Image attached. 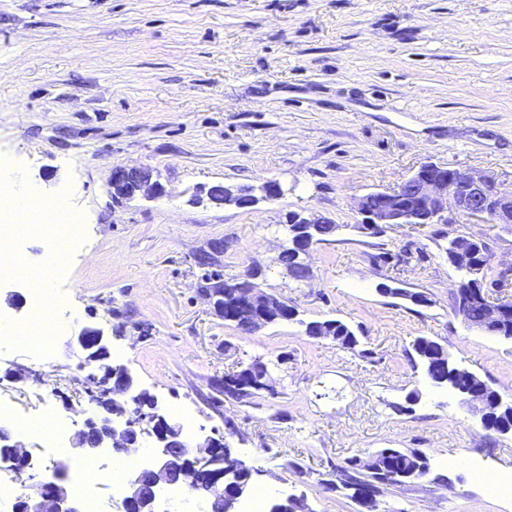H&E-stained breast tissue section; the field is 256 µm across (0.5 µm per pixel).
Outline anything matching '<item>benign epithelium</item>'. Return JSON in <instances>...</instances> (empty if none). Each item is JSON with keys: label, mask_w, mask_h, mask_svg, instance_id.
<instances>
[{"label": "benign epithelium", "mask_w": 512, "mask_h": 512, "mask_svg": "<svg viewBox=\"0 0 512 512\" xmlns=\"http://www.w3.org/2000/svg\"><path fill=\"white\" fill-rule=\"evenodd\" d=\"M113 197L126 198L142 190L156 195L163 194L158 184L149 183V174L138 169H117L112 177ZM383 203L369 206L370 194L357 201L358 213L362 216L359 229L366 234L377 230H388L395 226L412 224H459L475 220L483 224H512V191L500 188L496 177L477 169H459L441 166L432 162L421 164L418 169L397 187L377 192ZM192 201L234 205L240 209L258 203L250 188L215 186L199 190ZM325 223L297 213L289 219L286 243L294 247L302 258L310 256L318 244L314 236L316 225ZM447 251L448 263L467 274L455 284L454 299L462 307L473 295L482 296L485 304L484 319L474 322L464 314H458L461 322L491 336L503 335L498 323L512 319V298L494 296L482 287L480 274L485 265L482 238L458 234L451 237ZM224 294L234 296V307L229 321L249 333H254L272 324L281 315L297 313L284 299L272 295L258 286L248 289L232 288L219 282L206 290L208 302ZM111 336L95 325H85L72 344L84 355L88 364L103 361L102 353L108 350ZM102 382L112 383V395L125 402H138L147 393L129 369L122 364L102 365ZM248 385L238 387V392L249 394L264 391L275 394L266 368H248ZM460 405L479 423L482 429L491 427L490 409L510 408L496 392L473 390L458 395ZM96 421V426L87 425L75 431L72 447L85 456H96L109 449L124 454L132 448L151 444L152 462L134 474L128 481L122 500L124 512H141L144 501L157 504L160 491L166 486H181L191 495H196L198 486L207 489L205 500L207 512H238L240 501L248 496L251 483L248 477L253 469L238 458L222 437L206 436L201 440L183 435L181 425L174 421L152 398L150 411H140L126 417H112V410ZM3 449L0 454L16 465L26 469L32 465V456L26 446L9 434H0ZM187 457L194 467L195 479H185L179 460ZM359 503L366 512L375 509L376 493L370 485L356 490ZM13 512H81L73 492L59 484V475L49 481H38L30 492L17 498Z\"/></svg>", "instance_id": "1"}]
</instances>
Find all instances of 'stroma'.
<instances>
[{
  "mask_svg": "<svg viewBox=\"0 0 512 512\" xmlns=\"http://www.w3.org/2000/svg\"><path fill=\"white\" fill-rule=\"evenodd\" d=\"M495 174L512 189V0H0V162L19 189L64 199L84 220L59 256L46 235L0 245L49 278L63 332L44 356L16 342L33 309L25 281L0 277V402L19 420L51 408L78 429L97 412L91 373L70 345L88 323L126 333L110 345L142 388L192 436L237 433L234 452L269 498L306 512H362L339 470L384 448H417L418 481L384 487L378 512H512L482 471L512 474V437L484 431L424 375L427 336L512 401V340L466 328L453 310L451 234L483 236L491 266H512V225L430 224L357 231L359 197L423 162ZM148 169L165 189L115 202V168ZM279 181L253 208L192 203L197 188ZM338 224L298 282L277 262L288 213ZM223 241L224 250L210 245ZM396 262L381 261L384 252ZM260 268L267 292L305 320L336 318L353 353L292 323L247 334L214 315L206 280ZM428 303L379 293L380 284ZM262 360L275 395L238 401L213 378ZM25 369V381L12 379ZM28 483L53 459L81 463L48 436L25 438Z\"/></svg>",
  "mask_w": 512,
  "mask_h": 512,
  "instance_id": "obj_1",
  "label": "stroma"
}]
</instances>
